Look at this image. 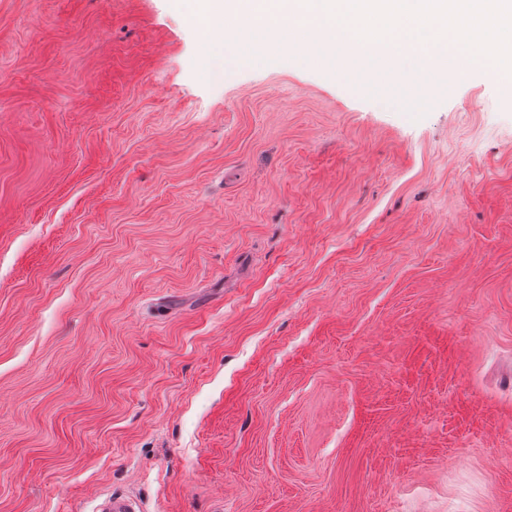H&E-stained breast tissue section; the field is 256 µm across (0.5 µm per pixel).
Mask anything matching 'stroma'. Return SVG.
Segmentation results:
<instances>
[{
	"mask_svg": "<svg viewBox=\"0 0 512 512\" xmlns=\"http://www.w3.org/2000/svg\"><path fill=\"white\" fill-rule=\"evenodd\" d=\"M512 512V100L420 118L179 0H0V512Z\"/></svg>",
	"mask_w": 512,
	"mask_h": 512,
	"instance_id": "obj_1",
	"label": "stroma"
}]
</instances>
